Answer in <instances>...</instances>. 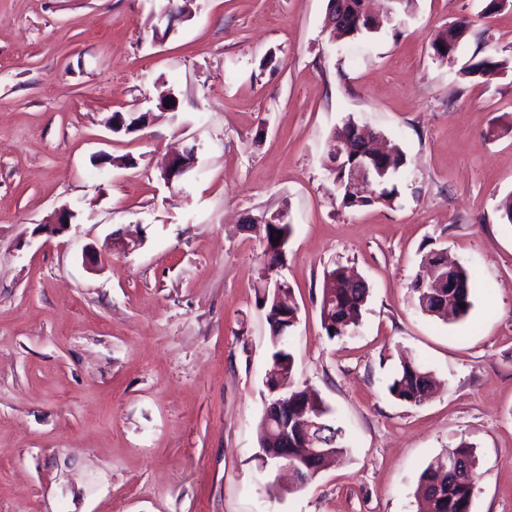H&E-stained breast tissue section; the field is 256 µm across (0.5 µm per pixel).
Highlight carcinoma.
Returning a JSON list of instances; mask_svg holds the SVG:
<instances>
[{
  "instance_id": "cac0c4a2",
  "label": "carcinoma",
  "mask_w": 512,
  "mask_h": 512,
  "mask_svg": "<svg viewBox=\"0 0 512 512\" xmlns=\"http://www.w3.org/2000/svg\"><path fill=\"white\" fill-rule=\"evenodd\" d=\"M472 22L462 18L437 32L431 42L435 57L448 59L456 53L458 46L468 36ZM505 63L492 57L471 58L462 68V74L470 78L490 80L502 74ZM407 165L406 155L397 150L386 157L383 167L387 175L375 182L376 189L369 197L357 196L351 192L343 178L342 172L332 177L338 196L346 208H357L372 204H391L399 195L394 176ZM292 232L289 224L267 225L268 245L265 252L270 254L269 262L261 263L258 272L256 303L259 307L271 311L273 306V284L269 283L271 274L269 267H283L287 263V246L277 249L275 240L278 236H288ZM440 253L434 249L426 252L421 258L420 271L410 284L417 306L420 311L444 321L448 318L458 321L466 318L473 307L472 295L476 288L472 273L459 268L457 276L464 283L462 294H445L441 302L431 298L429 288L420 287L421 278L439 279L441 271L437 267ZM344 268L337 267L324 272L323 288L320 300V318L322 328L329 338L341 337L355 331L362 323L363 312L369 296L368 288L345 287ZM465 307H460V304ZM299 320V308L293 295H288V308L280 311L268 321L270 358L273 365L281 369L282 374L291 378L294 371V356L290 351V334ZM388 391L395 399L418 405L427 400L432 391V378L423 366L413 360H405L394 371L388 384ZM301 402L308 407L307 415L312 418L315 428L311 435L321 441L327 453L318 461L311 462L295 449H288V465L295 468L297 485H306L329 465L334 456L342 453L345 446L342 442V431L329 423L330 409L325 402L317 397L294 387L288 389V436H294L293 416L295 404ZM259 453L256 460L261 470L265 471L278 464L279 436L275 433V425L263 415L260 425ZM476 457L473 446L465 441L443 457L432 460L419 477L422 498L418 512H472V498L475 483Z\"/></svg>"
}]
</instances>
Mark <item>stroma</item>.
Listing matches in <instances>:
<instances>
[{"instance_id":"35a3bbf8","label":"stroma","mask_w":512,"mask_h":512,"mask_svg":"<svg viewBox=\"0 0 512 512\" xmlns=\"http://www.w3.org/2000/svg\"><path fill=\"white\" fill-rule=\"evenodd\" d=\"M167 3L0 0V512H416L421 472L462 441L472 512H512V9L383 0L392 22L335 41L327 0H178L170 28ZM463 16L469 35L435 59L431 40ZM489 55L505 74H462ZM115 113L134 129L112 132ZM349 118L405 152L392 204L337 198L331 132ZM190 147L194 167L166 186V155ZM64 205L68 231L35 235ZM277 212L294 382L347 447L286 495L254 460L266 239L244 221ZM114 237L125 250L85 266L84 246ZM433 248L477 278L465 321L416 305ZM338 266L369 297L331 339L320 292ZM404 356L438 382L418 405L387 390Z\"/></svg>"}]
</instances>
